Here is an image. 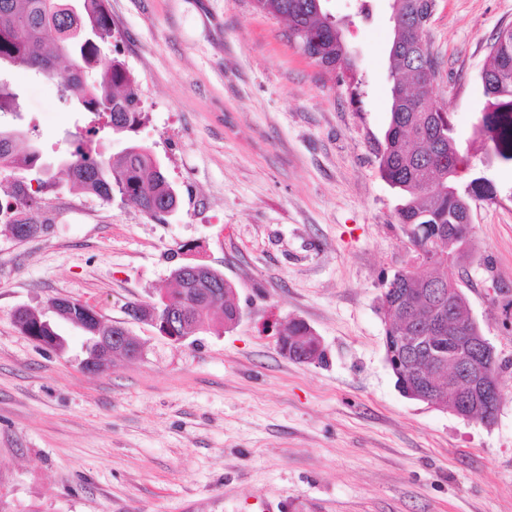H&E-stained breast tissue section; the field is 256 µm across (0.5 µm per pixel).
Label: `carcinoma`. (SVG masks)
Segmentation results:
<instances>
[{"instance_id": "carcinoma-1", "label": "carcinoma", "mask_w": 512, "mask_h": 512, "mask_svg": "<svg viewBox=\"0 0 512 512\" xmlns=\"http://www.w3.org/2000/svg\"><path fill=\"white\" fill-rule=\"evenodd\" d=\"M69 0H0V66L30 70L57 83L59 99L80 112H97L109 121L93 130L115 135L135 128L142 117L139 88L123 63L101 54L100 44L112 37L108 0H78L79 9L66 8ZM255 8L288 22V39L321 68L334 72L351 87L359 85L343 29L329 20L323 0H253ZM394 35L389 48L392 104L384 144L377 149L381 178L396 190V208L408 242L417 256L438 249L462 260L472 232V194L460 188L458 177L469 159L454 134L451 112L436 106L435 86H420L421 70L439 68L429 48L416 49L417 24L424 16L420 0H390ZM67 58L70 70L62 74L56 62ZM486 98L483 119L487 140L507 143L512 150V28L499 29L489 45L480 74ZM64 183L77 185L110 201L117 194L142 212L160 218L169 213L176 191L151 153L132 145L117 158L103 159L93 152L91 141L73 134ZM43 161L40 149H18L13 138L0 128V170L26 172L38 185ZM234 285L207 304L199 288H177L167 295L173 303L187 306L191 319L178 335L189 336L203 317L214 326H233L237 306ZM381 305L395 309L385 321V335L398 336L403 326L423 319L431 302L424 275L402 268L381 279ZM459 336L467 339L479 329L472 323L466 297L454 305ZM288 358L321 361L324 351L312 330L302 321L285 328ZM30 333L51 347L64 346L55 323L36 321L30 315Z\"/></svg>"}]
</instances>
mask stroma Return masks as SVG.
I'll return each instance as SVG.
<instances>
[{
    "mask_svg": "<svg viewBox=\"0 0 512 512\" xmlns=\"http://www.w3.org/2000/svg\"><path fill=\"white\" fill-rule=\"evenodd\" d=\"M345 20L361 84H339L288 40L286 22L252 0H109L119 58L144 119L101 134L105 158L149 149L179 205L161 219L63 184L33 196L42 233L0 223V501L10 512H512V161L475 136L480 72L512 0H436L428 28L457 139L471 149L472 202L459 284L503 361L491 423L404 397L385 360L380 279L412 266L380 176L392 102L389 0H326ZM36 124L48 163L88 114L56 84L0 73ZM200 262L236 289L240 321L175 343L131 317ZM63 298L143 346L138 359L85 368L84 330L62 323L57 352L15 324L18 308ZM306 323L321 363L281 354L277 330Z\"/></svg>",
    "mask_w": 512,
    "mask_h": 512,
    "instance_id": "obj_1",
    "label": "stroma"
}]
</instances>
